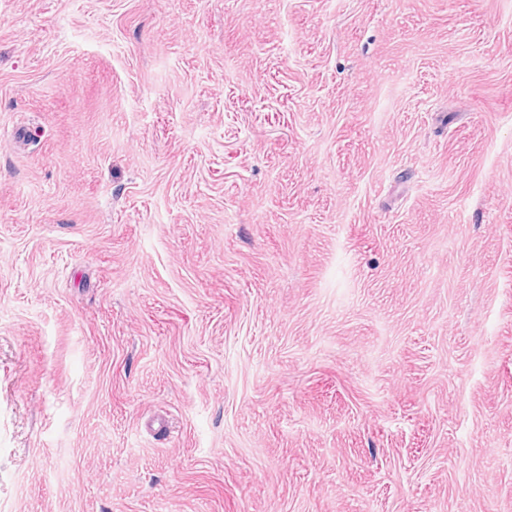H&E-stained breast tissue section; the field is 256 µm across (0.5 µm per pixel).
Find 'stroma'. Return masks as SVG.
I'll return each mask as SVG.
<instances>
[{
    "mask_svg": "<svg viewBox=\"0 0 512 512\" xmlns=\"http://www.w3.org/2000/svg\"><path fill=\"white\" fill-rule=\"evenodd\" d=\"M0 512H512V0H0Z\"/></svg>",
    "mask_w": 512,
    "mask_h": 512,
    "instance_id": "obj_1",
    "label": "stroma"
}]
</instances>
